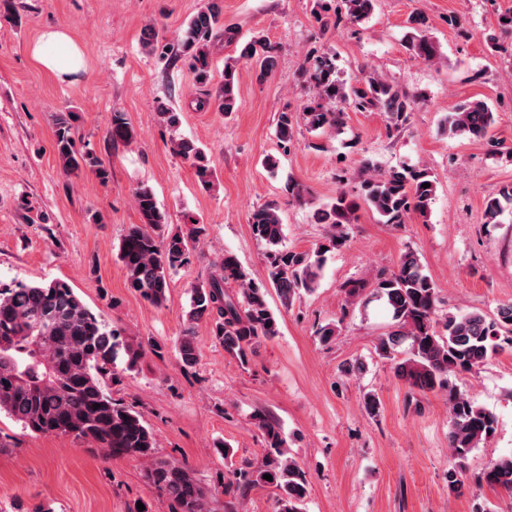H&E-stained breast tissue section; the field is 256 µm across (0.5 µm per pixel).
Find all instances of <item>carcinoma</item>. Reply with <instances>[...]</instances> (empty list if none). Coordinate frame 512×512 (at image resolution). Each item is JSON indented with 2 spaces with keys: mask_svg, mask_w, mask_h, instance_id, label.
Wrapping results in <instances>:
<instances>
[{
  "mask_svg": "<svg viewBox=\"0 0 512 512\" xmlns=\"http://www.w3.org/2000/svg\"><path fill=\"white\" fill-rule=\"evenodd\" d=\"M374 6L375 0H312V13L325 27L342 22L359 26L371 17ZM408 24L412 32L406 39L407 50L435 61L437 48L426 34L428 17L417 12L410 15ZM221 37L231 41L236 33L224 27L220 0H206L178 39L180 52L191 59L195 83L202 87L211 82L209 45ZM239 58L255 62L258 77L264 79L275 65L274 47L264 39H251L241 45ZM302 77L313 92V99L303 107L302 119L313 131L343 126L347 105L384 113L390 131L402 128L412 110L413 99L403 87L376 71L365 70L355 83H348L340 79L330 56L305 60ZM212 105L219 112L237 110L236 60L224 62L223 80L214 96L198 101L202 108ZM73 118V113L62 112L54 123L55 151L67 175L97 165L90 153L76 148ZM295 122L293 113H280L276 135L282 145L292 142ZM493 123L494 113L487 103L471 100L459 103L449 113L445 128L452 137L481 138ZM109 137L114 142H130L135 131L115 114ZM173 149L191 162L201 185L209 188L211 166L204 152L188 140L173 142ZM358 180L356 198L342 192L318 211L317 220L327 225L328 236L324 245L311 251L283 246V224L275 204L253 212V235L269 247V285L284 306L291 305L301 292L315 290L324 262L322 247L330 250L347 241L348 226L359 203L376 212L383 223L399 226L412 213L426 216L437 190L436 179L424 167L402 165L382 171L366 161ZM425 183L430 187H423ZM134 203L140 223L126 228L118 257L128 288L160 307L167 299L171 271L188 262L202 228L192 218L187 233H167L166 213L147 186L135 190ZM507 210H512V184L485 198L484 223H501ZM232 283L237 286L234 294L227 292ZM267 286L253 281L236 255L226 251L206 282L192 289L185 319L190 325L202 319L210 321L213 338L225 352L246 364L255 342L279 334L278 319L266 299ZM376 288L394 321V329L379 339L378 354L393 359L397 348L407 344L405 357L394 366L396 377L422 392L448 390V448L453 458L448 488L453 491L460 484V471L469 455L491 438L498 421L495 414L457 389L451 377L471 373L494 354L512 348V303L502 305L492 316L476 310L452 315L445 321L446 335L437 334L438 290L411 251L401 254L393 270L377 274ZM118 336L66 281L0 285V413L35 434H68L112 456L142 458L148 463L146 482L170 501L173 512H208L206 493L194 470L158 458L154 434L142 414L112 399L106 390L105 379L112 377V362L120 346ZM179 354L186 367L198 361L189 329L179 342ZM255 420L263 431L267 453L257 464L233 470L236 484L272 486L279 491L277 512H303L309 493L305 472L285 453L286 441L277 424L262 414ZM265 474L272 480L264 479ZM482 479L512 494V453L492 461Z\"/></svg>",
  "mask_w": 512,
  "mask_h": 512,
  "instance_id": "1",
  "label": "carcinoma"
}]
</instances>
